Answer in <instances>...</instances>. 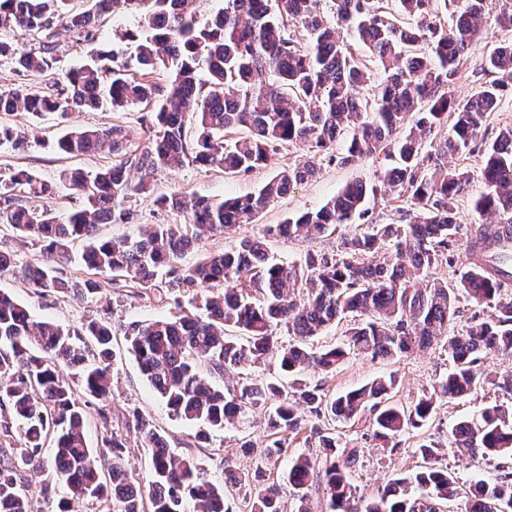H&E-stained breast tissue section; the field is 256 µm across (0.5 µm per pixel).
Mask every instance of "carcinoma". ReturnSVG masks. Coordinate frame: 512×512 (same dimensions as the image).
Returning <instances> with one entry per match:
<instances>
[{"instance_id": "1", "label": "carcinoma", "mask_w": 512, "mask_h": 512, "mask_svg": "<svg viewBox=\"0 0 512 512\" xmlns=\"http://www.w3.org/2000/svg\"><path fill=\"white\" fill-rule=\"evenodd\" d=\"M324 1L330 17L321 10ZM67 2L0 0V30L42 33L36 49L0 40V57L23 73L44 75L56 64L54 20L77 41L93 43L103 15L147 3L139 30L128 33L137 42L141 72L98 49L88 63L66 72L64 87L53 93L0 92V112L49 114L63 124L85 109L143 104L149 135L133 150L120 125L71 128L57 141L59 152L106 149L115 162L93 175L64 169L57 183L20 169L1 183L0 224L9 225L20 243L39 247L43 264L21 265L12 247L0 245V275H17L40 295L95 294L103 276L116 288L155 292L169 310L158 319L118 325L106 315L72 334L34 320L24 305L0 293V512H31L25 488L45 472L46 448L71 491L58 512H75L86 498L112 503V512H186L189 504L196 512H231L228 487L242 492L247 512H282L265 469L286 452L282 435L306 428L317 436L320 455L290 460L295 512H311L309 490L316 485L326 491L327 512H441L440 503L457 497L460 488L439 464L440 443L421 441L415 452L422 463L414 474L368 500L352 480L359 448L341 445L336 433L310 418L346 424L368 413L371 437L394 450L403 433L426 426L440 405L485 385L509 400L456 422L451 444L476 467L489 457L512 456V375L499 382L482 369L488 354L512 353V296L496 262L498 246L512 240V125L485 139L490 113L512 95V39L482 52L471 72L476 91L455 96L458 62L484 36L486 0H224L204 23L189 9L190 0H89L90 7L78 12L67 10ZM158 69L167 84L150 78ZM200 71L208 75L204 82L197 79ZM444 127L446 137L430 139ZM344 135L339 153L336 141ZM3 144L19 148L24 137L0 123ZM287 145L338 165L381 153L389 164L380 186L349 183L321 208L208 252L190 267L180 261L204 239L255 222L274 199L315 178L316 166L291 165L243 197L160 194L154 205L184 213L186 223L148 224L130 240L97 235L100 224L134 219L128 199L151 192L159 171L191 163L242 176ZM464 152L483 156L474 206L498 220L474 229L468 266L450 286L433 270L451 264L448 247L471 175L449 167L448 156ZM132 169L140 173L136 182L129 178ZM59 183L82 202L62 217L39 205L56 195ZM380 192L405 203L398 223L369 220L368 202ZM357 222L366 230L343 237L335 252H310L301 264L269 256L267 240L282 236L285 226L290 239H318ZM76 241L83 243L90 272L81 283L61 275ZM461 295L489 312L457 334L451 324ZM188 304L195 311L186 310ZM348 316L344 342L312 349V338ZM280 327L286 343L277 335ZM118 333L176 418L222 429L247 411H262L274 439L256 467L236 471L226 459V479L219 482L199 457L173 451L136 409L123 427L112 428L109 361ZM433 344L453 366L405 406L393 400L394 374L330 394L299 378L287 386L241 378L220 387L200 370L223 377L273 360L290 376L309 367L333 373L350 355L400 359ZM66 366L77 370L71 383L63 375ZM92 403L103 427L98 448L86 440L85 407ZM131 434L151 450V478L144 484L125 468ZM411 486L419 496L410 494ZM465 496V512H512V473L493 482L477 479Z\"/></svg>"}]
</instances>
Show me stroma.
Wrapping results in <instances>:
<instances>
[{
	"instance_id": "stroma-1",
	"label": "stroma",
	"mask_w": 512,
	"mask_h": 512,
	"mask_svg": "<svg viewBox=\"0 0 512 512\" xmlns=\"http://www.w3.org/2000/svg\"><path fill=\"white\" fill-rule=\"evenodd\" d=\"M139 18L134 14H115L105 16L99 27V45L113 49L119 62L129 67H136V46L125 39L126 31L137 29ZM145 111L142 106L129 105L112 109L105 107L95 111L74 114L70 120L74 127H100L118 124L124 126L132 143L145 142L147 131L143 125ZM0 121L25 132L26 143L23 148L15 149L8 145L0 146V176L6 177L16 169L36 172L46 180L57 178L59 172L70 167L95 173L99 168L110 163L109 153H94L86 156L70 157L58 152L56 143L62 134V126L53 116L33 117L25 112L0 114ZM305 150L301 147H289L272 157L266 167L254 170L245 176L231 177L222 170L183 165L179 168L158 172L153 179L155 194L167 193L180 189L199 197L230 198L256 191L279 169L304 159ZM384 157H365L354 164L339 167L336 164L321 162L320 173L312 181L291 189L286 196L273 201L257 221L240 225L236 238L256 234L267 224L281 223L289 215L314 210L327 201L347 184L362 181L374 184L380 171L385 167ZM137 217L131 224H102L97 228L100 237L120 239L134 237L141 227L147 224H180L184 217L177 212L158 210L152 196L133 198L130 202ZM485 215L475 210L472 198H464L458 209V234L454 242L455 262L453 265L439 266L437 275L455 281L468 263V241L473 226L486 223ZM341 238L332 235L317 240H285L273 238L268 242L269 251L275 258L286 262L303 261L308 252H330L336 250ZM0 290L14 296L30 311L34 319L50 320L64 330L80 329L82 324L111 310L115 320L123 322L145 321L166 314L167 309L154 296L130 294L128 289L112 287L103 283L101 290L91 296L71 295L65 297L39 296L29 286L11 275L0 276ZM114 357L110 362L112 378V416L122 420L127 411L139 409L150 417L159 431L167 436L171 446H178L194 434V426L171 416L165 402L143 377L134 358L127 352L123 337L112 340ZM451 368V359L439 347L431 346L414 352L398 360L370 361L358 356L349 358L336 373L325 375L315 371L304 372V379L310 384L323 385L326 391L342 392L358 387L368 380L384 374H396L399 381L395 389V399L401 403H410L429 391L433 384L445 377ZM498 389L484 387L478 389L469 399L456 401L441 406L427 426L402 434L400 444L395 450L380 448L376 441L367 437L368 420L356 424L339 426L338 436L342 442L360 448V461L354 475V483L360 494L370 497L377 490L399 477L415 471L420 463L415 448L421 440L432 439L442 444L440 462L449 471L455 472L460 481L480 477L489 481L500 474L512 472V458L498 456L487 459L480 469L471 468L469 462L461 458L455 448L451 447L448 433L459 419L479 411L485 404L501 397ZM266 435L264 416L261 413H248L234 423L225 425L223 430L212 432L208 440L203 441L195 454L206 462L216 479L224 477V458L232 455L236 458L238 468H249L253 460L237 454L236 445L241 439L262 442Z\"/></svg>"
}]
</instances>
